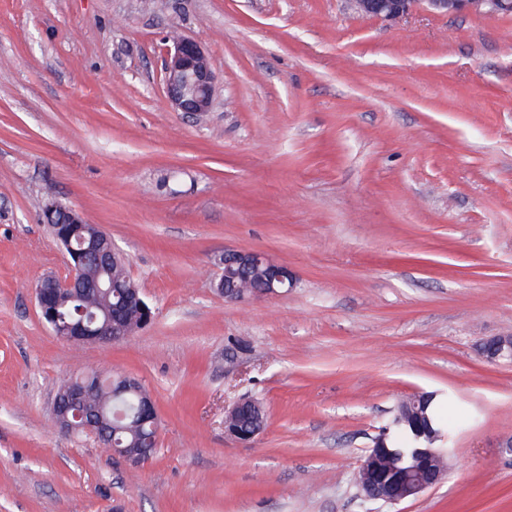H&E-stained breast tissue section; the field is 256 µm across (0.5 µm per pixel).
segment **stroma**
<instances>
[{"label":"stroma","instance_id":"35a3bbf8","mask_svg":"<svg viewBox=\"0 0 512 512\" xmlns=\"http://www.w3.org/2000/svg\"><path fill=\"white\" fill-rule=\"evenodd\" d=\"M207 55L214 103L176 111L167 40ZM103 228L152 319L75 344L33 287L68 273L41 205ZM295 288L229 302L224 252ZM512 14L390 22L350 0H0V512H512ZM137 378L159 416L130 467L60 432L63 379ZM469 422L419 497L354 475L399 400ZM267 425L224 431L240 399ZM481 354L489 361L512 362V335L495 336L485 341Z\"/></svg>","mask_w":512,"mask_h":512}]
</instances>
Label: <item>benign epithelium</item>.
<instances>
[{
  "instance_id": "7a95c632",
  "label": "benign epithelium",
  "mask_w": 512,
  "mask_h": 512,
  "mask_svg": "<svg viewBox=\"0 0 512 512\" xmlns=\"http://www.w3.org/2000/svg\"><path fill=\"white\" fill-rule=\"evenodd\" d=\"M418 0H352L358 13L364 16L384 18L398 22L408 16ZM435 10L444 13L464 11H488L511 14L512 0H426ZM165 71V84L169 100L180 112L201 113L211 110L214 100V74L209 59L201 47L186 37L172 40ZM46 216L51 222V235L67 254L68 274L63 278L48 276L38 281L33 291L41 318L53 334L63 340L87 343H110L124 336L112 314L99 319L88 315L84 308L68 317L59 311L65 302L82 301L87 276L88 238L83 235L85 218L77 209L58 202L47 204ZM224 265L237 268L242 277H247L254 266L265 267L266 284L257 289H246L242 284L224 285L219 280L216 290L231 302L248 298L279 295L294 287V275L287 265L271 256L251 250L228 249L224 251ZM481 354L489 361L512 362V335L495 336L485 341ZM97 385L79 379L58 391L53 403V415L57 428L65 433L82 430L95 435L107 432L104 425L108 418L88 407L87 397ZM385 447L384 438L378 437L373 449L375 453L360 462L359 469L366 477L368 492L364 498L396 505L419 497L436 485L444 471L431 467L428 458H422L409 467L393 469L394 479L387 483L372 476L377 468L376 451Z\"/></svg>"
}]
</instances>
